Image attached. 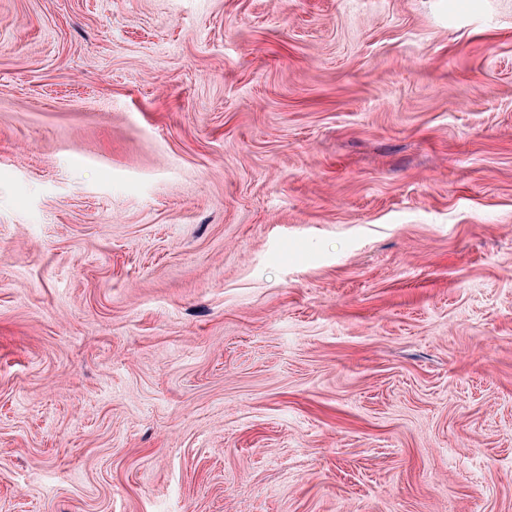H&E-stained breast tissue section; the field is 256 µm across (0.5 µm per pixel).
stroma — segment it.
I'll use <instances>...</instances> for the list:
<instances>
[{
	"label": "stroma",
	"mask_w": 512,
	"mask_h": 512,
	"mask_svg": "<svg viewBox=\"0 0 512 512\" xmlns=\"http://www.w3.org/2000/svg\"><path fill=\"white\" fill-rule=\"evenodd\" d=\"M0 512H512V0H0Z\"/></svg>",
	"instance_id": "35a3bbf8"
}]
</instances>
